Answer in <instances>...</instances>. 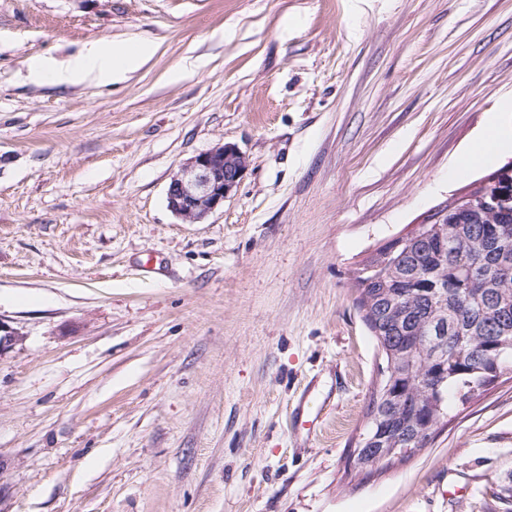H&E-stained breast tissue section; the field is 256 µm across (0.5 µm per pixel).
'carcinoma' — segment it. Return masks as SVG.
Returning <instances> with one entry per match:
<instances>
[{"label": "carcinoma", "mask_w": 512, "mask_h": 512, "mask_svg": "<svg viewBox=\"0 0 512 512\" xmlns=\"http://www.w3.org/2000/svg\"><path fill=\"white\" fill-rule=\"evenodd\" d=\"M479 212L448 211L426 240L381 246L352 289L383 364L354 468L405 460L433 440L452 408L512 372V174ZM446 350L437 355L440 343Z\"/></svg>", "instance_id": "cac0c4a2"}]
</instances>
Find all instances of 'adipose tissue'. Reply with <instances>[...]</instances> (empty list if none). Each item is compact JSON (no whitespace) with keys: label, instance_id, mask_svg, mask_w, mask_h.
<instances>
[{"label":"adipose tissue","instance_id":"ef3b65f1","mask_svg":"<svg viewBox=\"0 0 512 512\" xmlns=\"http://www.w3.org/2000/svg\"><path fill=\"white\" fill-rule=\"evenodd\" d=\"M152 53L153 47L148 43L124 46L98 43L63 67L44 60L34 61L32 77L35 81L53 84L109 83L127 72L138 69Z\"/></svg>","mask_w":512,"mask_h":512}]
</instances>
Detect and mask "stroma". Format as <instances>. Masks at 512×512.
<instances>
[{
  "label": "stroma",
  "instance_id": "stroma-1",
  "mask_svg": "<svg viewBox=\"0 0 512 512\" xmlns=\"http://www.w3.org/2000/svg\"><path fill=\"white\" fill-rule=\"evenodd\" d=\"M135 42L118 83L29 76ZM511 98L512 0H0V512H512L506 376L350 465L381 361L353 272L490 173L462 164ZM219 143L246 174L183 221ZM247 162L230 143L218 144L190 159L171 179L166 198L176 216L199 222L223 208L239 187Z\"/></svg>",
  "mask_w": 512,
  "mask_h": 512
}]
</instances>
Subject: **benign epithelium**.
Instances as JSON below:
<instances>
[{
	"label": "benign epithelium",
	"mask_w": 512,
	"mask_h": 512,
	"mask_svg": "<svg viewBox=\"0 0 512 512\" xmlns=\"http://www.w3.org/2000/svg\"><path fill=\"white\" fill-rule=\"evenodd\" d=\"M247 162L244 155L230 143L218 144L190 159L171 179L166 198L168 208L176 216L199 222L224 207L239 187ZM482 198L470 193L454 194L448 203L432 209L412 228L419 235L426 225L442 219L446 205L459 211H476ZM22 340L20 332L0 319V353Z\"/></svg>",
	"instance_id": "obj_1"
}]
</instances>
